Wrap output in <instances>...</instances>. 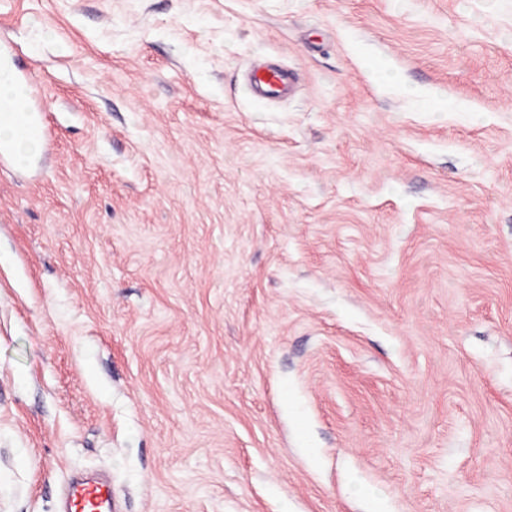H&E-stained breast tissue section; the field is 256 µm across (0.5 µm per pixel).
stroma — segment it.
<instances>
[{
	"instance_id": "obj_1",
	"label": "stroma",
	"mask_w": 512,
	"mask_h": 512,
	"mask_svg": "<svg viewBox=\"0 0 512 512\" xmlns=\"http://www.w3.org/2000/svg\"><path fill=\"white\" fill-rule=\"evenodd\" d=\"M1 41L49 134L0 167V512L82 470L512 512V0H0ZM252 89L265 96H279L296 82V77L280 68L253 69L248 78Z\"/></svg>"
}]
</instances>
